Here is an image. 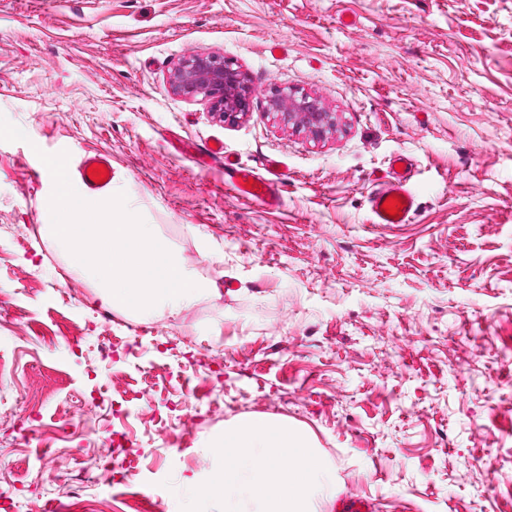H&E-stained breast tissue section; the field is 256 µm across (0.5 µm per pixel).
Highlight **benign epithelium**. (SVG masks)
Segmentation results:
<instances>
[{
  "instance_id": "1",
  "label": "benign epithelium",
  "mask_w": 512,
  "mask_h": 512,
  "mask_svg": "<svg viewBox=\"0 0 512 512\" xmlns=\"http://www.w3.org/2000/svg\"><path fill=\"white\" fill-rule=\"evenodd\" d=\"M170 87L184 96L206 98L211 112L224 122H236L251 111L245 74L221 55L197 53L180 61L171 72ZM268 111L282 124L304 129L316 139L325 137L336 125L335 113L308 94L277 90L269 99Z\"/></svg>"
}]
</instances>
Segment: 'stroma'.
I'll return each mask as SVG.
<instances>
[{"label":"stroma","instance_id":"1","mask_svg":"<svg viewBox=\"0 0 512 512\" xmlns=\"http://www.w3.org/2000/svg\"><path fill=\"white\" fill-rule=\"evenodd\" d=\"M195 53L245 73L244 119L171 92ZM279 88L335 131L283 126ZM0 115L27 135L0 141L1 507L70 512L72 458L112 440L139 466L88 484L83 512H172L209 437L260 412L305 428L373 512H512V0H0ZM207 142L283 162L278 205L178 151ZM62 151L109 154L114 189L218 295L109 311L41 233L39 155ZM396 154L418 208L376 224ZM268 111L274 112L285 126L299 127L316 139L324 138L336 125L334 112H328L321 100L308 94L296 95L276 90L269 99Z\"/></svg>","mask_w":512,"mask_h":512}]
</instances>
